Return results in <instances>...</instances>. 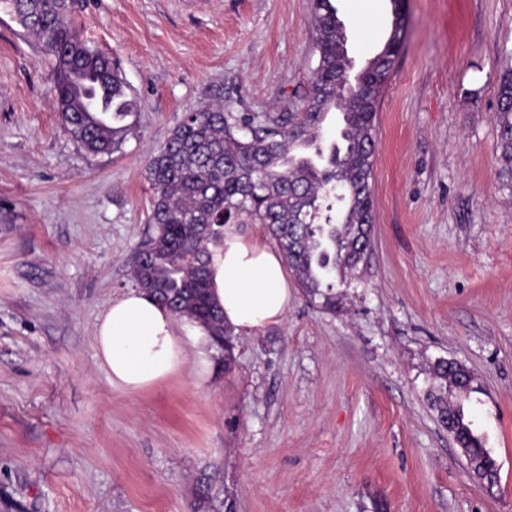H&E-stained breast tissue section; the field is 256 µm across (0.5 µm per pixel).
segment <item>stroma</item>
I'll use <instances>...</instances> for the list:
<instances>
[{
	"instance_id": "1",
	"label": "stroma",
	"mask_w": 512,
	"mask_h": 512,
	"mask_svg": "<svg viewBox=\"0 0 512 512\" xmlns=\"http://www.w3.org/2000/svg\"><path fill=\"white\" fill-rule=\"evenodd\" d=\"M356 62L391 0H332ZM377 106L373 246L336 311L296 292L208 378L128 395L93 330L134 282L150 155L189 109L293 112L311 86L310 0H70L137 102L120 151L61 124L54 65L0 6V512H512V191L497 95L512 0H404ZM499 465L466 460L423 398L434 360ZM207 479V500L196 484Z\"/></svg>"
}]
</instances>
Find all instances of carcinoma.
Wrapping results in <instances>:
<instances>
[{"mask_svg":"<svg viewBox=\"0 0 512 512\" xmlns=\"http://www.w3.org/2000/svg\"><path fill=\"white\" fill-rule=\"evenodd\" d=\"M0 2L53 57L57 112L71 137L92 154L119 151L136 102L122 74L111 71L110 57L79 37L68 0ZM313 8L317 65L297 112L261 118L222 107L193 110L145 168L154 189L153 231L137 251L133 280L176 316L206 323L224 347L226 368L232 331L210 293L207 271L209 245L223 237L224 225L245 216L264 225L305 294L326 310L336 309L345 289L360 278L372 248L376 103L403 45L406 24L393 12L382 48L353 75L349 58L341 53L348 37L331 0H313ZM342 83L350 84V92L328 98ZM497 99L498 175L512 182L511 72L500 77ZM331 106L345 116L341 144H331L314 168L288 162L291 147L315 137L314 119ZM429 374L425 396L440 426L453 425L469 454L491 463L463 406L448 402V389L471 393L474 383L460 381L439 359Z\"/></svg>","mask_w":512,"mask_h":512,"instance_id":"carcinoma-1","label":"carcinoma"}]
</instances>
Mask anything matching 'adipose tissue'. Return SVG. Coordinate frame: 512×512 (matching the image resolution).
I'll list each match as a JSON object with an SVG mask.
<instances>
[{
    "instance_id": "adipose-tissue-1",
    "label": "adipose tissue",
    "mask_w": 512,
    "mask_h": 512,
    "mask_svg": "<svg viewBox=\"0 0 512 512\" xmlns=\"http://www.w3.org/2000/svg\"><path fill=\"white\" fill-rule=\"evenodd\" d=\"M209 279L224 311V324L249 336L281 323L294 297L281 253L250 238L237 225L224 227L212 249ZM98 367L114 389L136 394L191 370L204 381L217 354L209 328L176 317L138 288L111 300L94 327Z\"/></svg>"
}]
</instances>
